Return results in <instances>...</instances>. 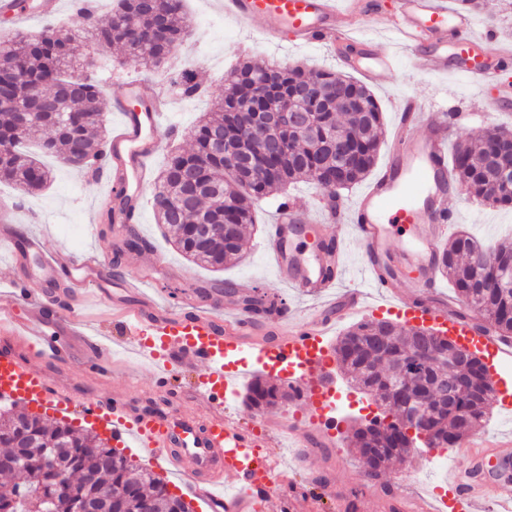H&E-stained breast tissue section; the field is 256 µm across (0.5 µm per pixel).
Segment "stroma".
<instances>
[{
    "mask_svg": "<svg viewBox=\"0 0 512 512\" xmlns=\"http://www.w3.org/2000/svg\"><path fill=\"white\" fill-rule=\"evenodd\" d=\"M184 13L191 21L193 36L185 40L175 55L161 68L145 66L121 52H113L105 68L96 70L94 76L104 86L102 100L106 121H115L112 98L127 81L142 80L151 93L170 98L172 109L168 122L180 126L182 133L174 143L180 147L190 144L189 132L197 117L209 111L216 97L224 91V78L239 60L278 61L298 64L308 69H333L337 62L324 45L274 46L262 37V22L240 25L234 18L225 16L220 0H182ZM475 34L481 35L484 53L495 54L504 43L512 44V0H483L482 10L473 12ZM196 73L206 87V95L181 98L172 84L174 74L180 69ZM371 92L383 111L385 129L394 123L393 103L406 96H416L433 103L435 110L454 115L455 126L451 144L463 145L480 130L502 123L512 125V114L502 116L485 111L484 98L469 80L455 74L422 75L400 65L389 74L385 83L371 85ZM54 173L51 185L45 190L22 198L17 219L23 231L47 228L45 246L48 249L66 248L80 254L89 248L106 250L111 257V272L117 279L152 276L150 267L154 260H162L171 272L152 276V288L172 309H179L183 302L193 299L196 282L216 284L222 281L235 283L250 279L257 283L259 291L267 296L285 300L287 306L299 307L303 301L295 293L287 291L278 280L263 248L266 226L273 213V202L260 203L256 223L248 234L244 253L234 265L216 271L195 264L181 255L166 238V228L158 224L151 207H144L141 233L149 244L147 251L121 250L120 242L112 233V226L96 216L92 208L103 191L95 174L71 169L56 159H48ZM457 223L475 236L490 240L512 230V208H489L472 202L467 196L457 198ZM327 373L342 396L343 403L336 417L345 433H352L358 420L377 415L378 410L370 395L349 384L343 369L330 364ZM457 457L459 468H466L469 459L465 446L429 450L415 449L409 459L394 465L382 474L381 479L391 485L410 482L420 489L434 487L441 469L432 468L434 460ZM318 474L327 476L343 491L342 503L320 500L310 505L307 500L297 499L291 504L293 512H386L382 500L369 499L365 494L368 482L359 457L350 447L336 449L331 461L316 460Z\"/></svg>",
    "mask_w": 512,
    "mask_h": 512,
    "instance_id": "35a3bbf8",
    "label": "stroma"
}]
</instances>
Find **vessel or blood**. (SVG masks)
<instances>
[{
  "instance_id": "obj_1",
  "label": "vessel or blood",
  "mask_w": 512,
  "mask_h": 512,
  "mask_svg": "<svg viewBox=\"0 0 512 512\" xmlns=\"http://www.w3.org/2000/svg\"><path fill=\"white\" fill-rule=\"evenodd\" d=\"M221 2L225 14L238 21L264 22L271 42L286 36L304 44H364V53L339 62L375 84L394 69L398 45L407 48L409 66L421 73L450 71L481 89L498 74L496 59L482 53L471 31L470 16L449 8L445 0H396L388 14L370 0ZM60 5L61 0H0V15L52 17ZM350 9L368 17L369 29L385 32L389 44L379 47L367 36L350 33L339 21ZM112 110L118 122L107 143L109 161L99 170L105 185L99 205L111 209L113 231L124 235L140 222L149 164L175 131L164 122V98L144 94L139 81L125 83L112 99ZM424 126L429 129L425 135L420 132ZM449 128L447 113H428L425 102L405 97L396 108L390 156L350 207L323 210L315 221L302 218L291 203L277 209L263 247L280 281L314 300V307L300 314L285 308L254 313L218 299L205 306L191 302L175 312L143 280L106 288L97 274L107 255L79 256L65 249L47 253L40 235H21L14 225L1 224L0 244H8L16 264L38 255L30 280L49 284L64 277L66 297L91 296L112 307L121 343L148 364L154 390H165L187 365L197 366L198 372L186 388L195 403L189 411L155 413L136 399L113 394V368L101 355L93 325L75 310L50 316L48 297H31L29 280L16 279L0 292V400L61 419L79 416L112 443L138 448L148 463L164 465L182 480L206 512L218 505L224 512H267L272 500L285 499L279 460L270 451L272 429H279L294 448L300 469L310 468L312 447L343 446L336 391L325 376L333 353L330 331L339 319L388 314L472 344L488 353L493 396L512 411V378L498 371L512 360V341L489 329L476 331L472 319L438 290L441 244L457 219L448 182ZM333 223L351 224L368 272L366 286L337 291L345 240L330 231ZM396 228L403 229L406 239L395 254L390 242ZM303 233L316 239L308 260L293 245ZM409 277L429 290L428 298H401L399 290ZM258 323L266 326L255 354L258 366L271 375H287L289 388L301 396L245 428L224 410L225 399L236 394L243 378L228 355ZM68 336L76 340L83 377L96 386L80 401L73 387L51 378ZM469 445L468 469L449 474L445 495L419 494L413 512H512V495L501 487L502 477L512 473V435L482 433Z\"/></svg>"
}]
</instances>
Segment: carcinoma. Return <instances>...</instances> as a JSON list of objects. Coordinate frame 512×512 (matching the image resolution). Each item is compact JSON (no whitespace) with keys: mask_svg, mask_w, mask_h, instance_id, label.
I'll use <instances>...</instances> for the list:
<instances>
[{"mask_svg":"<svg viewBox=\"0 0 512 512\" xmlns=\"http://www.w3.org/2000/svg\"><path fill=\"white\" fill-rule=\"evenodd\" d=\"M76 13L92 30L96 45L110 53L118 47L156 68L165 64L185 41L188 23L181 0H116L105 26L91 23L93 11L77 4ZM67 30L17 34L0 39V69L13 91L0 99V182L28 194L42 191L51 180L40 156H59L73 169L97 172L108 131L100 110L102 86L92 76L64 75L74 68ZM224 94L203 113L192 131L189 149L172 148L154 178L153 208L160 224L174 234V246L193 262L216 270L239 259L246 229L255 223L256 205L272 193L305 179L335 198L362 182L375 167L383 136L381 108L359 80L331 70L245 61L225 78ZM246 87L270 101L291 97L310 87L313 95L299 101L313 121L285 134L288 156L268 158V174L249 186L239 184L224 157L212 150L211 136L225 128L248 129L249 138L236 144L241 155L254 154L280 129L256 116L255 98ZM200 83L186 73L177 93L194 98ZM355 102L346 110L339 98ZM345 141V160L327 147ZM512 129L482 130L463 152H453L450 181L483 204L512 207V183L500 180L498 166L508 158ZM201 190L187 203L178 199L192 185ZM206 220L214 233L201 241L194 225ZM440 271L455 295L474 312L479 328L512 335V237L484 245L465 231L454 235L440 253ZM500 277L499 288L486 287ZM425 329L388 320H363L339 338L336 361L351 374V383L369 392L392 421L374 418L356 430L354 451L368 475L376 478L387 465L408 456L413 447L402 426L403 409L392 400L388 370L398 369L406 387L417 395L422 381L437 377L434 365L401 363V356L423 341ZM288 389L257 376L247 386L245 401L263 411L282 405ZM494 399L480 389L464 390L455 406L437 400L425 403L434 438L443 448L460 443L486 418ZM53 460H43L48 452ZM0 476L20 480L0 483V512H75L83 500L100 512H185V500L169 492L160 479L128 464L99 434L79 431L41 415L0 406Z\"/></svg>","mask_w":512,"mask_h":512,"instance_id":"1","label":"carcinoma"}]
</instances>
